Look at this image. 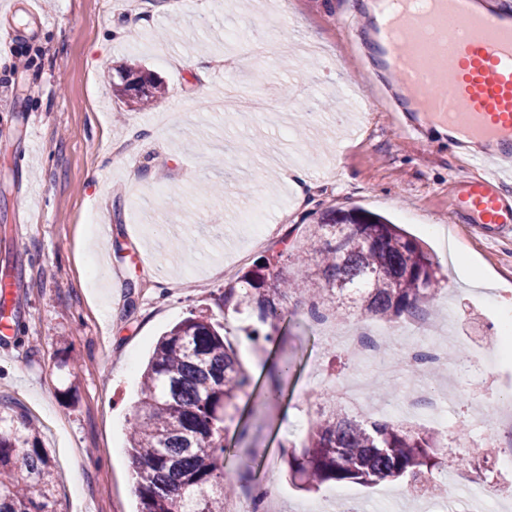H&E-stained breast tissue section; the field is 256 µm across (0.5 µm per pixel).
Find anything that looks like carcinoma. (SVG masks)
<instances>
[{"mask_svg": "<svg viewBox=\"0 0 512 512\" xmlns=\"http://www.w3.org/2000/svg\"><path fill=\"white\" fill-rule=\"evenodd\" d=\"M112 95L142 111L164 99L167 89L153 73L128 64L112 83ZM300 228L302 246L287 254L296 274L276 271L269 254L224 285V309L256 318L243 328L255 349L276 341L288 317L283 301L293 294L332 312L346 299L361 314L388 321L432 310L443 279L439 261L384 216L327 207ZM223 329L206 312L192 311L153 348L129 431L140 512H224V499L240 490L225 481L224 439L257 393ZM442 449L434 433L363 419L328 397L286 465L291 480L307 491L329 482L403 480L423 492L435 486L432 470L448 465ZM55 485L54 464L34 420L0 411V512H52Z\"/></svg>", "mask_w": 512, "mask_h": 512, "instance_id": "obj_1", "label": "carcinoma"}]
</instances>
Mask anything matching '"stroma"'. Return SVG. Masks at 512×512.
Returning <instances> with one entry per match:
<instances>
[{
  "label": "stroma",
  "mask_w": 512,
  "mask_h": 512,
  "mask_svg": "<svg viewBox=\"0 0 512 512\" xmlns=\"http://www.w3.org/2000/svg\"><path fill=\"white\" fill-rule=\"evenodd\" d=\"M26 0H0V268L16 282L19 318L0 342V405L33 418L58 473L56 512H136L129 427L141 366L157 336L207 308L233 333L258 389L271 384L268 359H287L283 401L298 412L285 426L279 404L248 422L240 454L224 457L230 476L274 482L280 512H309L338 486L297 488L283 460L306 438L331 384L357 375L349 350L308 321L301 298L287 300L299 325L279 336L273 354H256L236 330L244 316L224 313V264L283 243L298 246L295 225L312 212L361 207L422 239L448 268L434 310L452 316V357L467 367L431 376L457 386L443 443L471 480L494 485L512 506V475L497 468L512 436L498 434V402L512 396V356L504 357L501 316L512 313V239L480 236L450 212L455 177L470 165L431 128L401 133V113L364 109L380 72L365 75L344 16L367 14L372 0H40L51 24L38 25ZM285 39L286 56L252 58L253 40ZM26 55L29 68L16 66ZM141 61L168 88L154 109H126L112 79ZM266 112H217L225 84ZM40 128L35 147L26 123ZM307 174L296 189L282 166ZM95 214L112 238L88 234ZM23 243H16V235ZM415 377H368L377 419L406 426L399 397ZM282 401V402H283ZM373 512H435L438 498L406 483L347 484Z\"/></svg>",
  "instance_id": "stroma-1"
}]
</instances>
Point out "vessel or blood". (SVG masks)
I'll use <instances>...</instances> for the list:
<instances>
[{
    "label": "vessel or blood",
    "instance_id": "1",
    "mask_svg": "<svg viewBox=\"0 0 512 512\" xmlns=\"http://www.w3.org/2000/svg\"><path fill=\"white\" fill-rule=\"evenodd\" d=\"M451 13L460 24L450 32L442 21ZM377 33L394 83L385 104L417 106L414 131L442 127L481 166L456 179L454 218L488 238L512 236V0L489 12L477 0H409Z\"/></svg>",
    "mask_w": 512,
    "mask_h": 512
}]
</instances>
